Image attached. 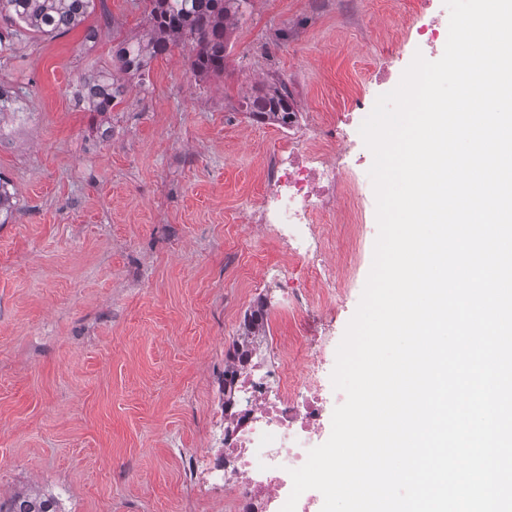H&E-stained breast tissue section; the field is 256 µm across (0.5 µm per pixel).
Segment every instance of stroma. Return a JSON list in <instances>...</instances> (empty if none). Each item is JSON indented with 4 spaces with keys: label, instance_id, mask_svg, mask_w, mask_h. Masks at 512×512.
<instances>
[{
    "label": "stroma",
    "instance_id": "35a3bbf8",
    "mask_svg": "<svg viewBox=\"0 0 512 512\" xmlns=\"http://www.w3.org/2000/svg\"><path fill=\"white\" fill-rule=\"evenodd\" d=\"M440 0H251L229 24L220 77L190 52L152 61L109 112L81 79L114 71L112 48L149 29L141 0H103L50 38L0 52V175L16 201L0 224V501L63 491L65 512H232V490L188 478L224 438V356L255 304L260 266L282 250L252 221L267 163L288 140L245 101L285 83L305 122L328 129L401 77L415 29ZM378 236L330 235L355 262L330 331L356 312Z\"/></svg>",
    "mask_w": 512,
    "mask_h": 512
}]
</instances>
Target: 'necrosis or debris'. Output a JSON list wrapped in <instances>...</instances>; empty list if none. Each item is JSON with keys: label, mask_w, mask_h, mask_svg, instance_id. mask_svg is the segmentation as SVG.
<instances>
[{"label": "necrosis or debris", "mask_w": 512, "mask_h": 512, "mask_svg": "<svg viewBox=\"0 0 512 512\" xmlns=\"http://www.w3.org/2000/svg\"><path fill=\"white\" fill-rule=\"evenodd\" d=\"M356 109L349 123L326 135L305 126L301 113H289L288 146L270 160L257 221L282 243L288 260L263 268L257 285L301 312L302 369L292 377L287 353L272 357L268 308L255 306L254 325L224 359V442L196 462L208 483L233 485L234 512H281L293 487L291 470L323 444L341 399L331 381L336 350L318 336L333 309L317 296L351 285L326 241L344 204L338 185L350 187L357 209L365 207L370 177L359 128L372 107L361 101Z\"/></svg>", "instance_id": "obj_1"}]
</instances>
